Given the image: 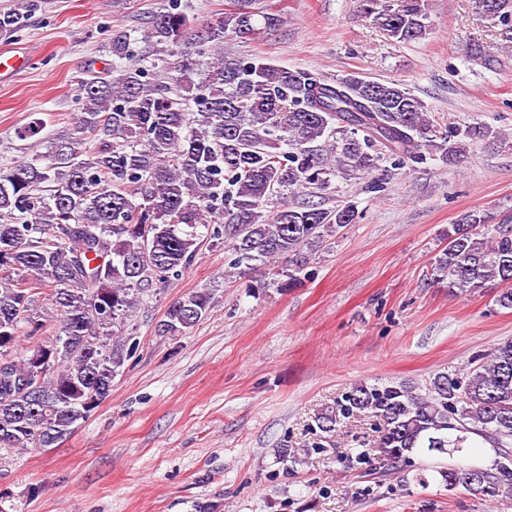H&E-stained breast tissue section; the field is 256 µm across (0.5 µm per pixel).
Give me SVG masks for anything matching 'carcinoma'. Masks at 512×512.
<instances>
[{"label":"carcinoma","mask_w":512,"mask_h":512,"mask_svg":"<svg viewBox=\"0 0 512 512\" xmlns=\"http://www.w3.org/2000/svg\"><path fill=\"white\" fill-rule=\"evenodd\" d=\"M253 0H228L211 20L193 23L181 0H161L147 38L160 62L145 64L125 28L111 30L120 66L89 68L80 79L74 135L51 152L0 169V446L48 448L88 418L112 392L133 354V317L156 287L179 277L200 244L231 251L230 267L247 277L287 260L277 287L301 273L326 237L361 218L353 204L325 208L313 198L333 180L360 175L370 192L383 161L396 169L437 154L448 161L497 138L483 124L434 125L424 103L402 83L355 74L329 79L259 56L224 55L227 39L271 30L279 14ZM475 9L512 30V0H474ZM35 0L0 14V32L19 30ZM420 0L378 14L398 42L427 33ZM432 262L433 280L472 292L503 286L496 302L512 308V217L467 211L448 226ZM46 295L52 315L34 311ZM211 309L200 288L172 303L155 327L178 336ZM40 336L46 372L30 383L31 354L20 337ZM9 361H4V357ZM465 374L441 373L425 393L406 383H361L317 417L329 437L346 420L383 422L380 468L406 474L419 449L448 457L415 474L451 490L512 492V454L493 467L474 463L472 436L512 446V338L472 359Z\"/></svg>","instance_id":"1"}]
</instances>
